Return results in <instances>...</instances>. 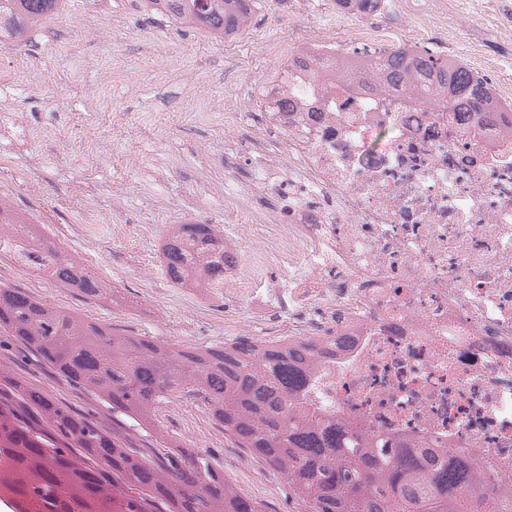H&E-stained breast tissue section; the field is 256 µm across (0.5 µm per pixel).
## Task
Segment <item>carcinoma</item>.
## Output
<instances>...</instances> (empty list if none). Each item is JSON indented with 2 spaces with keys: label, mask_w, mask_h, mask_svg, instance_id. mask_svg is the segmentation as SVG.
I'll return each mask as SVG.
<instances>
[{
  "label": "carcinoma",
  "mask_w": 512,
  "mask_h": 512,
  "mask_svg": "<svg viewBox=\"0 0 512 512\" xmlns=\"http://www.w3.org/2000/svg\"><path fill=\"white\" fill-rule=\"evenodd\" d=\"M14 37L55 14L60 0H10ZM256 0H145L146 7L217 37L245 27ZM387 0H336L360 16ZM423 89L448 87V99L510 112L461 60L403 46L358 63ZM20 256L56 284L87 299L104 283L19 212L0 204V253ZM168 279L199 288L224 280V237L213 224H176L162 245ZM13 341L130 427L154 428L160 405L199 396L209 417L283 476L309 512H493L512 507V484L493 480L463 449L448 454L411 438L302 405L316 346H260L240 336L221 347H165L146 336L80 319L23 288L0 286V343ZM18 475L12 496L22 512H259L208 456L179 447L133 448L48 391L0 374V471Z\"/></svg>",
  "instance_id": "carcinoma-1"
}]
</instances>
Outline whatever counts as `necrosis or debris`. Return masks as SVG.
Masks as SVG:
<instances>
[{"instance_id":"1","label":"necrosis or debris","mask_w":512,"mask_h":512,"mask_svg":"<svg viewBox=\"0 0 512 512\" xmlns=\"http://www.w3.org/2000/svg\"><path fill=\"white\" fill-rule=\"evenodd\" d=\"M343 41L292 34L253 111L224 113V161L236 223L224 295L261 343L326 350L306 403L462 448L512 481V126L507 115L440 107L439 92L359 79L393 29L343 16ZM42 78L17 59L0 77V165L51 135L14 112Z\"/></svg>"}]
</instances>
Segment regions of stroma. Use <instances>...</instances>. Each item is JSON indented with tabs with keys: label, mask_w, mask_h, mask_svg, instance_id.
Returning a JSON list of instances; mask_svg holds the SVG:
<instances>
[{
	"label": "stroma",
	"mask_w": 512,
	"mask_h": 512,
	"mask_svg": "<svg viewBox=\"0 0 512 512\" xmlns=\"http://www.w3.org/2000/svg\"><path fill=\"white\" fill-rule=\"evenodd\" d=\"M488 2L486 19L476 21L466 16L468 0H452L447 54L473 67L490 65L501 92L512 96V38L492 32L496 25L512 27V0ZM88 11L99 17L95 31L69 26L70 17ZM164 55L171 58L167 77L150 80L149 72ZM20 57L65 91L57 97L36 91L24 95L19 111L30 121L62 127L69 121L71 101L97 108V146L82 169L65 161L46 169L20 155L19 166L29 171L27 183L10 187L6 197L15 209L42 218L43 232L65 243L77 260L123 296L124 304L85 299L75 289L19 269L8 255L0 256V284L27 289L80 318L112 324L120 333L169 346L221 345L237 338V331L224 327L234 319L237 302L207 288L172 284L162 267L161 244L173 224L195 219L221 228L234 221L223 198L202 177L206 168L216 176L224 174L222 119L182 122L177 115L184 100L198 92L246 104L273 63L269 53L246 38L225 49L208 30L147 13L138 0H63L58 14L29 32L26 42L0 48V76ZM107 71L111 84L98 85ZM161 119L173 132L159 142L154 134ZM115 199L120 210L114 224L102 225L94 239L84 238L75 222L77 208ZM117 225L122 233H114ZM0 369L45 388L59 403L90 413L99 427L111 430V409L16 345H0ZM156 424V432L133 430L129 436L140 446L194 445L262 512H307L287 481L238 447L210 419L200 399L172 397L161 405Z\"/></svg>",
	"instance_id": "stroma-1"
}]
</instances>
